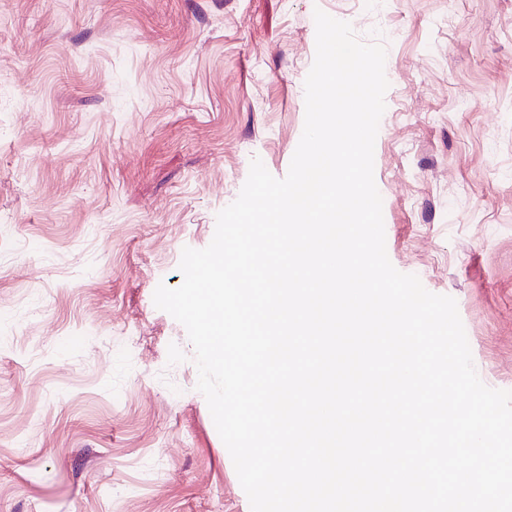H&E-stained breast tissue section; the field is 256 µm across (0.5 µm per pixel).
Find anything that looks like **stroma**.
<instances>
[{"label":"stroma","instance_id":"35a3bbf8","mask_svg":"<svg viewBox=\"0 0 512 512\" xmlns=\"http://www.w3.org/2000/svg\"><path fill=\"white\" fill-rule=\"evenodd\" d=\"M318 9L387 49L389 260L512 391V0H0V512H251L153 296L286 176Z\"/></svg>","mask_w":512,"mask_h":512}]
</instances>
